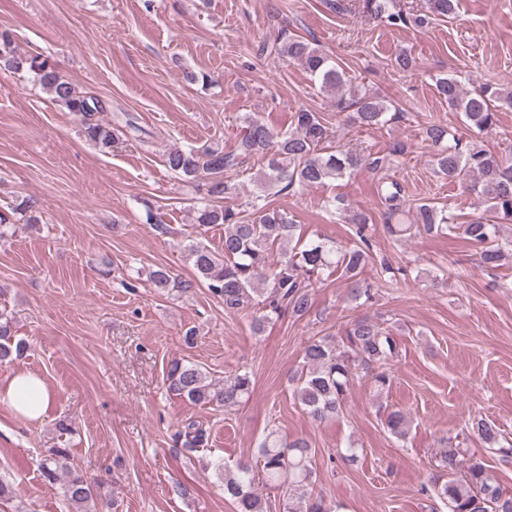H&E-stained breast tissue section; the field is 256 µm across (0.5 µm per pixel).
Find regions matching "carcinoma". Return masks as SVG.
Here are the masks:
<instances>
[{
    "label": "carcinoma",
    "mask_w": 512,
    "mask_h": 512,
    "mask_svg": "<svg viewBox=\"0 0 512 512\" xmlns=\"http://www.w3.org/2000/svg\"><path fill=\"white\" fill-rule=\"evenodd\" d=\"M363 10L386 21L391 27L409 23L426 25L431 17L451 19L456 16L460 0H427L426 10L414 14L397 7V0H362ZM278 54L286 61L297 62L317 81L320 89L335 95L338 112L363 129H373L388 122L392 103L373 94L345 76L338 62L309 41L286 38ZM0 69L25 70L33 73L53 103L65 108L80 123L86 140L107 153L120 143L121 130L101 122L98 114L105 111L104 102L79 90L57 70L49 59L40 55L21 56L14 48L10 31H0ZM439 98L448 110L462 114L468 128L478 134L493 129L498 112L512 109V87L484 84L467 90L455 75L435 81ZM243 132L234 148L219 145H189L174 148L164 159L165 166L183 180L196 184L211 198L194 211L193 223L200 230L224 226V244L220 252L191 239L184 245L197 281L210 294L224 303V310L235 313L258 305L251 329L262 333L265 324L285 313L303 317L311 309L312 284L325 273H340L352 300L372 299V284L362 277L365 268L374 265L371 238L374 225L350 207L339 196L327 197L323 210L330 221L354 225L355 240L341 246L333 240L316 236L305 239L301 225L287 213L271 205L270 197L290 192L297 187L325 186L351 177L356 171L378 172L390 166L394 158L407 153L402 141L393 144L388 155L334 148L326 145L329 138L325 120L317 112L300 109L293 113L292 128L276 132L256 116L243 120ZM427 139L436 147L435 172L450 183H458L476 194L490 217H479L468 224H455L447 205L427 201L416 207L410 223L402 222L405 214L401 185L395 180L381 179L377 194L385 206L387 233L402 237L437 234L444 229L462 230L475 248L480 266L492 270L512 253V240L501 241L500 228L512 224V163L475 140L463 142L456 132L437 121L429 123ZM263 162L264 169L253 179L250 210L236 211L219 204L232 186L224 180L228 172L237 171L253 158ZM12 318L0 313V364L20 359L27 350L22 340H14ZM397 339L369 319L353 323L331 344L324 340L308 343L302 352L303 370L294 379L293 396L311 417L318 421L338 416L354 377L362 372L371 377L379 390L391 385L387 362L394 357ZM168 388L175 395L198 405L224 408L238 406L254 388V375L245 370L230 380L215 381L201 366L183 359L170 362L166 374ZM388 431L399 440L408 434L406 414L399 410L388 413ZM472 433L482 444L504 456L512 455V444L500 428L483 418L472 426ZM175 445L193 452L207 442L206 430L195 422L186 424L174 434ZM459 450L444 451L440 470L421 487L431 501V512L444 507L448 512H512V494L501 489L497 479L479 459H471L466 470L458 472ZM261 468L255 470L246 462L230 468L224 463L215 471L224 485V499L235 512H268L266 491L288 488L293 494L281 503L282 512H332V506L314 492L311 448L303 437H283L272 429L260 447ZM69 450L51 448L39 459L38 470L48 481L65 475L64 497L71 512H88L85 505L98 502L111 507L103 486L90 481L85 473L68 464Z\"/></svg>",
    "instance_id": "carcinoma-1"
}]
</instances>
